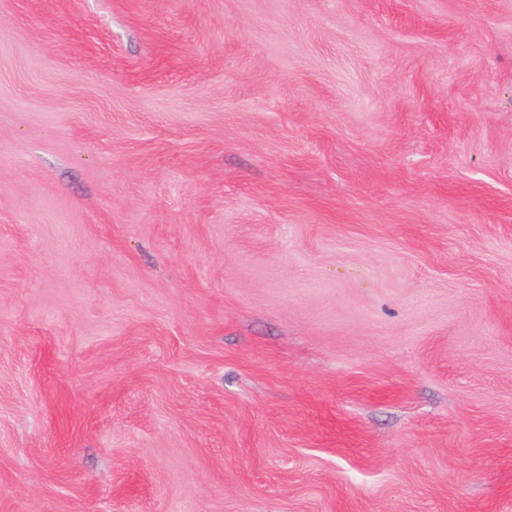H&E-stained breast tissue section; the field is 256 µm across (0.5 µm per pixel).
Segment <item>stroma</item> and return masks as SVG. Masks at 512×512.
I'll return each instance as SVG.
<instances>
[{"label": "stroma", "mask_w": 512, "mask_h": 512, "mask_svg": "<svg viewBox=\"0 0 512 512\" xmlns=\"http://www.w3.org/2000/svg\"><path fill=\"white\" fill-rule=\"evenodd\" d=\"M0 512H512V0H0Z\"/></svg>", "instance_id": "1"}]
</instances>
